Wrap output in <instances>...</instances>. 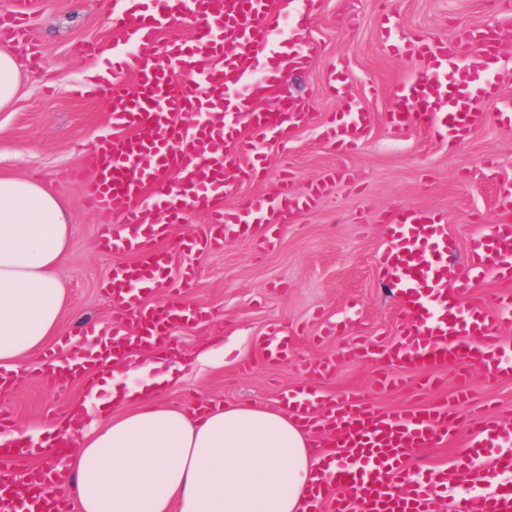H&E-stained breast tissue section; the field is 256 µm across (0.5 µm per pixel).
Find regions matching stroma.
<instances>
[{
	"label": "stroma",
	"mask_w": 512,
	"mask_h": 512,
	"mask_svg": "<svg viewBox=\"0 0 512 512\" xmlns=\"http://www.w3.org/2000/svg\"><path fill=\"white\" fill-rule=\"evenodd\" d=\"M386 5L397 16L399 34L420 31L439 37L475 23L495 24L508 9L506 0H323L309 27L316 47L312 66L298 76L283 72L277 89L278 95L294 94L311 102L316 121L301 127L288 144H267L265 178L236 183L225 204L237 208L253 195L276 193L284 173L299 192L340 163L347 179L329 183L313 210L287 216L271 248L255 249L244 237L195 258L198 274L187 298L208 317L181 327L174 353L183 358L185 368L163 392V402L190 408L219 396L228 403L273 406L282 391L304 378L305 360L338 355L359 336L386 343L395 339L399 311L379 286L375 263L388 243V221L399 210L442 212L448 236L463 256L482 225L501 219L497 186L512 181V128L493 122L451 147L422 131L397 132L388 126L385 115L394 105L396 86L415 70L416 62L386 47L380 28ZM112 28L111 0H38L28 37L41 49L42 73L23 69L16 99L0 110V175L44 181L59 195L73 226L68 251L56 269L68 291L61 329L65 336L83 324L109 323L114 305L102 283L114 268L134 261L129 254L98 250V227L114 218L88 210L84 184L66 177L112 131L104 97L81 93L105 64L79 58L74 48L109 39ZM341 57L349 62L345 83L351 96L375 117L367 143L342 160L323 142L320 129L342 108L339 99L323 91L327 72ZM284 325L296 331L292 354L280 364L263 363L255 348L257 338ZM207 345L213 353L203 363L196 354ZM43 360L40 354L33 357L26 375L11 391L0 393V408L12 413L16 425L33 432L86 395L80 377L67 392L54 391L41 370ZM377 371L370 357L346 361L318 380L317 387L334 399L359 389L376 406L405 410L450 399L457 385L449 374L445 388L434 393L377 390ZM469 386L472 404L512 422V379L494 383L476 370ZM467 448V435L458 433L447 446L415 451L409 469H447L456 488L468 489L455 470L456 457Z\"/></svg>",
	"instance_id": "stroma-1"
}]
</instances>
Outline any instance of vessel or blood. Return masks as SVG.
Instances as JSON below:
<instances>
[{"mask_svg":"<svg viewBox=\"0 0 512 512\" xmlns=\"http://www.w3.org/2000/svg\"><path fill=\"white\" fill-rule=\"evenodd\" d=\"M322 0H303L294 26V51L288 68L306 70L314 52L305 37ZM34 0H13L9 14L0 16V48L28 47L32 66L41 52L27 37ZM114 27L110 41L80 44L77 52L89 59L106 57L109 47L136 45V52L119 57L121 71L134 77L103 78L88 86L91 94L108 100L114 133L101 139L85 159L92 178L84 195L93 210L117 216L102 225L98 246L107 253H132L133 265L115 269L104 282L117 306L110 330V347L92 351L88 343L68 341V365L52 376L53 386L68 390L75 373L71 362L95 368L107 357H121L125 349H167L177 327L202 318L184 299L192 286L191 271L170 284L164 305L147 303L152 290L172 261L159 250L172 225L186 223L189 213L209 218L206 233L185 244L194 255L222 248L238 240L250 225L264 233L253 239L255 248L272 245L284 215L309 211L324 194L323 182L296 193L282 183L271 195L253 197L229 209L224 200L234 184L226 174L238 169L240 179L263 177L262 147L270 140L285 141L313 117L307 100L283 96L272 108L279 78L270 66L280 43L284 12L280 0H113ZM195 24L191 39L160 42L162 29L180 19ZM483 26L456 30L449 39L410 33L395 51L418 61L405 81L387 121L400 129L420 128L434 138L458 144L490 122L512 126V108L491 112L488 101L499 99L497 84L485 83L479 92L469 85L497 55ZM340 60L327 73L328 94L342 98L344 107L324 124L322 138L337 153L360 148L374 121L356 99L346 96ZM498 203L504 220L487 225L472 244L466 277L448 278V240L443 216L433 210L405 209L392 218L387 248L378 260V275L393 288L399 303V337L382 347L363 340L349 343L342 359L375 358L381 367L378 384L391 387L414 373L422 390L441 384L439 374L457 368H479L495 380L512 378V343L497 332L512 323V291L494 294L497 306L488 310L463 304L464 294L487 274L512 282V183L500 184ZM257 351L269 364L287 360L289 342L282 329L258 338ZM308 381L288 391L283 400L315 436H326L345 454L343 464L322 468L313 481L304 512H512V483L483 493L492 472L512 471V424L494 415L458 411L468 402L466 389H457L456 407L387 412L374 406L359 390L341 400L321 395L313 384L336 369L332 360L308 361ZM469 435V451L458 468L477 496L455 498L443 468L411 473L407 460L419 448L446 444L449 436ZM63 474L47 478L31 474L27 495L0 498V512H69L59 488Z\"/></svg>","mask_w":512,"mask_h":512,"instance_id":"1","label":"vessel or blood"}]
</instances>
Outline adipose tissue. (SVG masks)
<instances>
[{
    "mask_svg": "<svg viewBox=\"0 0 512 512\" xmlns=\"http://www.w3.org/2000/svg\"><path fill=\"white\" fill-rule=\"evenodd\" d=\"M71 235L54 191L0 176V369L14 376L58 333L67 296L55 270ZM145 368L158 374L140 386L106 374L90 390L102 418L62 460L81 512H300L317 460L294 418L251 403L195 413L159 403L183 365L162 354L130 365Z\"/></svg>",
    "mask_w": 512,
    "mask_h": 512,
    "instance_id": "ef3b65f1",
    "label": "adipose tissue"
}]
</instances>
